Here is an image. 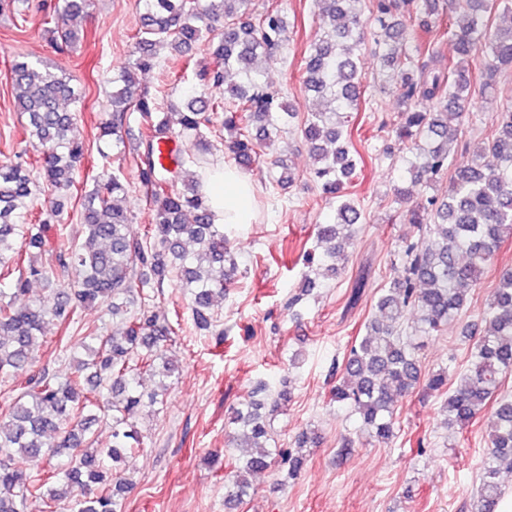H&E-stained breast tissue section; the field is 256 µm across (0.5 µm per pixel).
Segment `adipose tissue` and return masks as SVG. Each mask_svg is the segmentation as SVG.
I'll list each match as a JSON object with an SVG mask.
<instances>
[{"label": "adipose tissue", "mask_w": 512, "mask_h": 512, "mask_svg": "<svg viewBox=\"0 0 512 512\" xmlns=\"http://www.w3.org/2000/svg\"><path fill=\"white\" fill-rule=\"evenodd\" d=\"M203 190L219 224H249L253 221L252 202L255 184L229 165L203 181Z\"/></svg>", "instance_id": "obj_1"}]
</instances>
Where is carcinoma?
I'll return each mask as SVG.
<instances>
[{"label":"carcinoma","mask_w":512,"mask_h":512,"mask_svg":"<svg viewBox=\"0 0 512 512\" xmlns=\"http://www.w3.org/2000/svg\"><path fill=\"white\" fill-rule=\"evenodd\" d=\"M441 1L451 12H461L444 32L455 52L446 63L426 52L444 34L428 21ZM359 2L315 0L325 22L309 46L302 84L320 100L302 117L300 104L271 89L262 68V61L288 41L281 9L268 7L254 23L249 20L253 0H143L134 50L108 79L112 114L99 126V139L108 147L97 148L110 160L112 149L124 144L130 115L138 114L147 141L137 162L138 179L153 211L142 238L127 233L129 218L113 203L126 193L127 181L108 168L94 178V189L79 197L83 241L66 246L59 226L47 220L25 223L28 202L42 188L64 195L79 183L85 145L72 134L75 113L63 108L78 99L71 78L41 60H13L14 100L27 116L38 155L29 163L0 165V278L10 282L8 290L0 289V382L28 374L0 406V512H54L67 498L73 512H122V500L132 489L129 458L140 445L130 418L145 401L164 405L177 371L168 356L177 331L146 304L145 287L152 278L159 287L175 279L189 295L193 322L208 330L217 322L214 302L224 297L237 272L224 225L214 223L200 191L203 174L185 167L190 162L204 168L214 148L205 130L216 120L230 132L228 150L241 170L258 161L257 146L271 145L293 128L300 132L314 155L315 179L338 199L333 221L316 231L321 263L336 275L361 218L354 202L342 196L356 171L344 127L362 95L355 55L365 42ZM88 6L89 0H63L59 12L46 15L44 34L50 42L62 49L79 41L69 21ZM402 11L424 19L409 29L399 19ZM370 13L374 53L400 77L402 108L392 132L412 145L396 195H406L407 183L435 190L448 174L450 145L475 92L490 88L487 80L475 87L472 71L490 77L502 66L512 68V0H372ZM214 23L222 24L211 45L217 65L195 67L197 82L182 90L184 110L165 112L157 94L139 89L136 72L153 68L161 47L188 52L208 38ZM230 72L237 81L225 82ZM220 85L223 98L206 96L205 88ZM494 121L495 134L473 149L471 165L456 170L450 188L427 197L414 213L413 223L425 227L429 242L405 249V276L380 289L376 307L382 319L370 321L366 335L351 346L331 390L330 401L358 415L377 439L394 434V396L420 382L413 340L438 333L461 313L501 243L512 237V107L495 113ZM173 137L188 154L177 162L171 180L158 172L154 147ZM33 249L51 253L50 262L33 260ZM34 281L46 285L48 296L35 303L22 300ZM99 302L120 319V333L80 326L82 312ZM408 311L417 315L409 329L404 327ZM484 320L483 332L469 336V366L458 375L443 411L451 429L495 401L491 449L476 493L477 512H499L506 495L501 475L512 471V395L501 390L503 378L512 375V270L501 274ZM49 324L64 330L59 343L70 353V372L64 376L47 368L31 372L32 350L43 342ZM145 374L158 378L150 392L140 390ZM449 377L442 368L428 376L426 387L439 392ZM262 392L254 391L235 410L229 442L244 455L224 481L227 512L250 495V476L273 460L263 444L268 435L263 409L277 410L288 396L281 391L265 399ZM103 416L112 421L110 448L95 447L92 428ZM39 456L47 458L49 468L33 475L24 461ZM62 456L65 466L52 464ZM107 458L112 465H106Z\"/></svg>","instance_id":"carcinoma-1"}]
</instances>
